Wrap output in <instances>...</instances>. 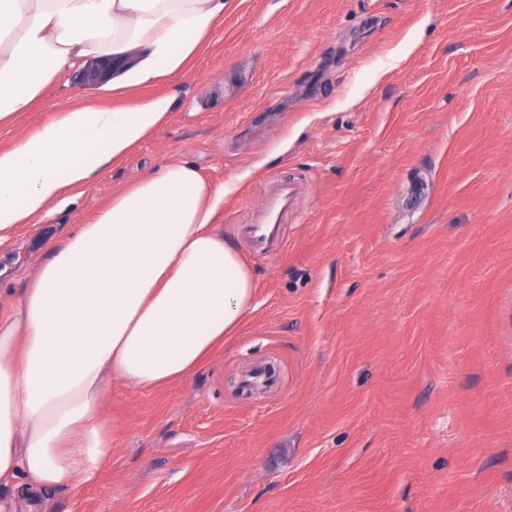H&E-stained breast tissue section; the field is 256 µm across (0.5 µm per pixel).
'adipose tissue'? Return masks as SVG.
Here are the masks:
<instances>
[{"label":"adipose tissue","instance_id":"1","mask_svg":"<svg viewBox=\"0 0 512 512\" xmlns=\"http://www.w3.org/2000/svg\"><path fill=\"white\" fill-rule=\"evenodd\" d=\"M228 0H0V122L89 58L125 62L102 88L0 148V248L66 189L127 160L177 97L158 89L223 20ZM227 186L174 159L46 240L31 279L0 295V512H52L112 461L114 388L186 383L254 308L255 276L224 237Z\"/></svg>","mask_w":512,"mask_h":512}]
</instances>
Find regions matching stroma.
I'll use <instances>...</instances> for the list:
<instances>
[{
	"instance_id": "1",
	"label": "stroma",
	"mask_w": 512,
	"mask_h": 512,
	"mask_svg": "<svg viewBox=\"0 0 512 512\" xmlns=\"http://www.w3.org/2000/svg\"><path fill=\"white\" fill-rule=\"evenodd\" d=\"M167 125L36 229L186 159L224 199L255 309L187 384L115 391L112 471L56 512H512V0H230ZM70 73L0 146L72 104ZM301 194L284 248L244 226Z\"/></svg>"
}]
</instances>
